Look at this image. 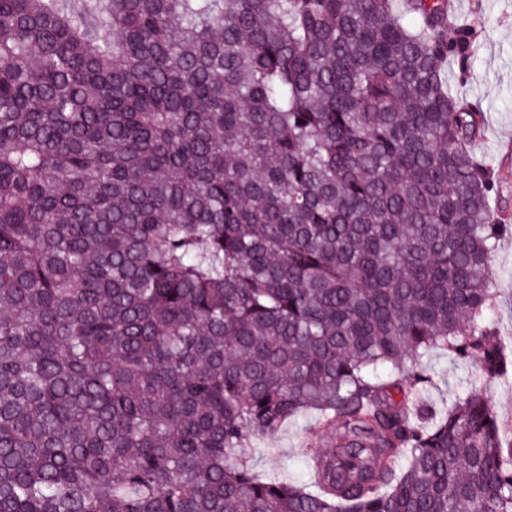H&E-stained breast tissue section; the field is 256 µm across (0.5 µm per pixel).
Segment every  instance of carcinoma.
Masks as SVG:
<instances>
[{"instance_id":"obj_1","label":"carcinoma","mask_w":512,"mask_h":512,"mask_svg":"<svg viewBox=\"0 0 512 512\" xmlns=\"http://www.w3.org/2000/svg\"><path fill=\"white\" fill-rule=\"evenodd\" d=\"M472 46L449 0H0V512H512ZM434 377L435 385L424 394V401L430 404L450 403L461 391L470 376V366L448 356L442 349L432 350L425 358ZM485 391L500 419L512 424V387L501 383L487 384ZM332 446L331 435L318 428V416L313 412L288 421L275 435L248 442L252 463L260 474L290 482L305 480L311 449L325 451Z\"/></svg>"}]
</instances>
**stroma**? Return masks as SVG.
Segmentation results:
<instances>
[{"label": "stroma", "mask_w": 512, "mask_h": 512, "mask_svg": "<svg viewBox=\"0 0 512 512\" xmlns=\"http://www.w3.org/2000/svg\"><path fill=\"white\" fill-rule=\"evenodd\" d=\"M455 23L469 26L475 41L467 70L453 69L459 91L477 102L484 130L475 143L478 157L490 164L495 180L491 206L503 223L512 226V0H452ZM489 277L497 295L490 319L497 336L512 340V233L501 241L492 257ZM434 385L424 395L430 404L450 403L470 376V367L432 350L425 358ZM331 435L318 427L309 413L288 421L272 436L248 442L256 470L290 482L306 478V457L313 450L332 447Z\"/></svg>", "instance_id": "35a3bbf8"}]
</instances>
